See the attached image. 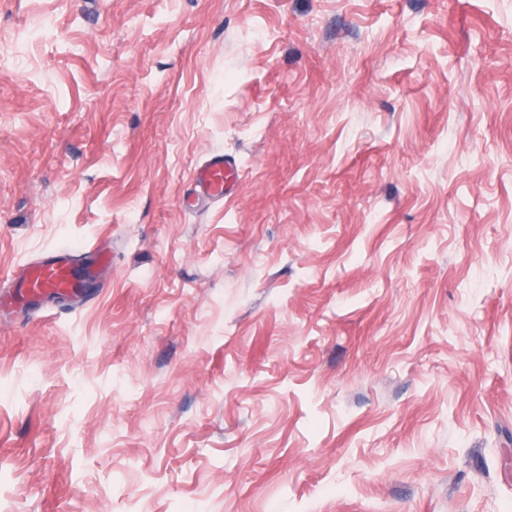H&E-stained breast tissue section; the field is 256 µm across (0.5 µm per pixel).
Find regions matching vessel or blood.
I'll list each match as a JSON object with an SVG mask.
<instances>
[{
	"mask_svg": "<svg viewBox=\"0 0 512 512\" xmlns=\"http://www.w3.org/2000/svg\"><path fill=\"white\" fill-rule=\"evenodd\" d=\"M241 177L235 158L212 153L193 174V194L202 202L224 200L234 195ZM108 262V255L100 250L81 260L66 248L48 251L27 272L13 279L7 295H0V311L32 307L61 297H85L97 269Z\"/></svg>",
	"mask_w": 512,
	"mask_h": 512,
	"instance_id": "obj_1",
	"label": "vessel or blood"
}]
</instances>
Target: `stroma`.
I'll list each match as a JSON object with an SVG mask.
<instances>
[{
  "instance_id": "35a3bbf8",
  "label": "stroma",
  "mask_w": 512,
  "mask_h": 512,
  "mask_svg": "<svg viewBox=\"0 0 512 512\" xmlns=\"http://www.w3.org/2000/svg\"><path fill=\"white\" fill-rule=\"evenodd\" d=\"M63 245L0 512H512V0H0V285ZM241 177L235 158L212 153L193 174V195L202 202L223 201L234 195Z\"/></svg>"
}]
</instances>
